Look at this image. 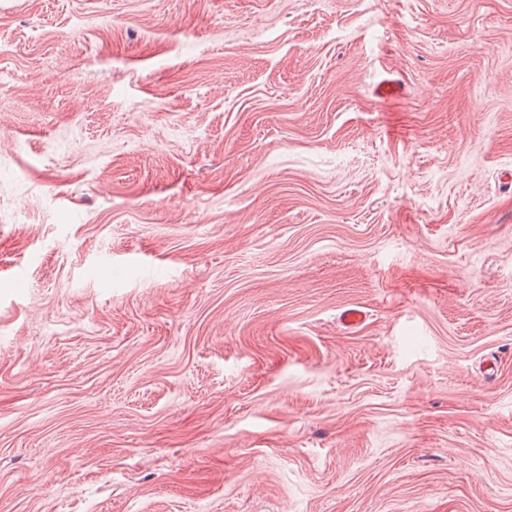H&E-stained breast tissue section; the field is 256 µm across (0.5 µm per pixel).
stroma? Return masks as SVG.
I'll return each mask as SVG.
<instances>
[{"instance_id":"35a3bbf8","label":"stroma","mask_w":512,"mask_h":512,"mask_svg":"<svg viewBox=\"0 0 512 512\" xmlns=\"http://www.w3.org/2000/svg\"><path fill=\"white\" fill-rule=\"evenodd\" d=\"M0 512H512V0H0Z\"/></svg>"}]
</instances>
